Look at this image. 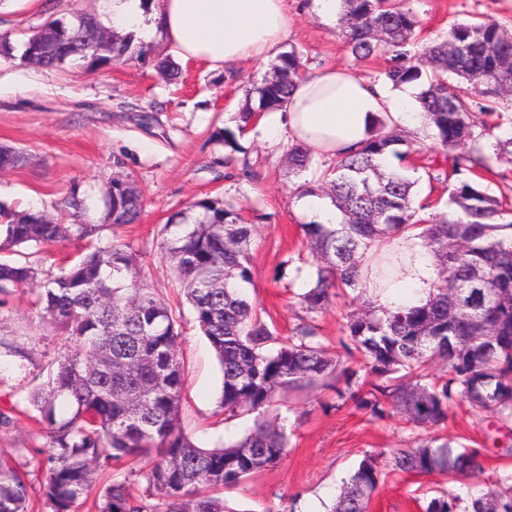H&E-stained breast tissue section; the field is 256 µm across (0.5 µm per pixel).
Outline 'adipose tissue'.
Masks as SVG:
<instances>
[{"label": "adipose tissue", "mask_w": 512, "mask_h": 512, "mask_svg": "<svg viewBox=\"0 0 512 512\" xmlns=\"http://www.w3.org/2000/svg\"><path fill=\"white\" fill-rule=\"evenodd\" d=\"M114 28L136 33L145 43L164 31L182 61L222 69L244 60L273 59L288 36L293 18L288 0H102ZM411 85L389 92L352 69L332 66L298 80L283 107L264 115L269 138L288 134L314 154L333 156L365 141L378 113L393 123L421 130L425 119ZM401 262L395 283H369L377 305L396 308L424 303L434 279L432 263L416 240L392 239Z\"/></svg>", "instance_id": "ef3b65f1"}]
</instances>
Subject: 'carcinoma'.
I'll list each match as a JSON object with an SVG mask.
<instances>
[{"instance_id":"1","label":"carcinoma","mask_w":512,"mask_h":512,"mask_svg":"<svg viewBox=\"0 0 512 512\" xmlns=\"http://www.w3.org/2000/svg\"><path fill=\"white\" fill-rule=\"evenodd\" d=\"M338 36L357 59L387 56L382 72L394 88L420 87L425 112L448 167L429 161L428 180L448 182V211L430 219L413 206L412 181L381 157L398 160L413 142L375 118L370 137L355 150L321 162L297 186L299 196L329 199L337 224L301 225L310 281L299 301L318 312L346 300L347 288L363 287V275L391 277L396 258L372 251L380 241L402 234L419 240L431 257L436 280L422 306L394 310L373 305L346 313L336 349L325 345L319 327L300 323L280 336L262 319L243 291L252 283L248 253L253 227L233 206L201 198L170 216L162 233L174 276L183 287L192 322L206 337L222 371L220 407L224 419L258 413L254 426L222 446H198L179 423L186 381L180 356V306L145 284L129 243L114 239L89 247L58 275L42 273L23 253L0 258V295L33 287L37 303L63 330L67 345L52 363L30 403L44 426L47 446L33 450L24 465L41 475L39 489L17 466L0 458V512H28L39 492L46 512H228L224 491L237 489L277 465L288 452L290 434L263 417L297 390L344 382L337 389L373 419L398 415L426 431L448 422L450 407L467 402L477 412L512 423V208L480 182L501 160L497 140L489 151L474 135L475 107L487 112L512 105V80L488 75L512 60V36L496 19L482 16L450 26L457 41L410 49L419 20L400 0H342ZM105 30L94 16L74 21L49 15L22 43L21 55L8 34L0 35V59L56 67L74 54L99 70L112 62L142 60L151 49L130 36L108 38L88 54L86 43ZM274 76L252 84L238 112L245 132L258 112L279 109L304 77L295 49L281 52ZM459 78L448 84V75ZM288 163L300 175L313 164L300 143L288 149ZM126 193L106 192L103 224H40L41 210L17 213L0 204V253L15 247L41 248L84 240L105 227L135 223L143 202L134 181ZM360 369L348 365L354 353ZM481 452L446 437L416 439L411 448L372 449L343 482L331 512H368L380 483L391 473H483ZM147 460L97 483L102 468ZM498 482L470 494L433 497L425 512H512V489Z\"/></svg>"}]
</instances>
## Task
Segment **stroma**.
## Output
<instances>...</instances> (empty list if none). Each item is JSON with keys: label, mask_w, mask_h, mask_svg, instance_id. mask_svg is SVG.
<instances>
[{"label": "stroma", "mask_w": 512, "mask_h": 512, "mask_svg": "<svg viewBox=\"0 0 512 512\" xmlns=\"http://www.w3.org/2000/svg\"><path fill=\"white\" fill-rule=\"evenodd\" d=\"M418 16L417 46L445 40L450 24L479 16L496 18L512 31V0H405ZM295 21L284 42L303 57L306 74L331 65H348L372 79L387 65L384 55L354 59L338 36L337 21L322 22L311 0H288ZM99 14L100 0H50L37 8L18 4L0 12V34L21 42L25 33L49 14L70 10ZM177 82H164L154 59L133 60L108 69H88L74 56L52 70L21 60L0 61V145L23 151L27 160L0 169V203L22 211L46 209L62 224H98L104 213L103 193L113 177L135 180L144 211L139 223L105 230L102 240L129 243L144 281L170 299L183 290L161 260V230L168 218L197 199L217 198L234 205L245 222L254 224L249 255L253 283L246 293L270 326L288 335L305 310L295 300L309 277L289 265L301 246L307 215L298 208L299 176L285 157L290 139L272 140L258 126L236 133L235 117L251 82L270 71L264 62H244L210 70L180 63ZM236 134L235 146L224 143L225 131ZM421 155L408 159L413 198L428 212L445 210L448 185L428 182ZM73 195L85 198V209L66 207ZM181 350L187 378L180 411L183 431L199 445L214 446L243 435L252 417L224 419L219 412L222 374L207 340L184 323ZM24 348L25 358L11 355L9 345ZM66 344L65 336L35 304L30 289L6 295L0 305V453L22 457L45 446L47 438L25 408L32 391L45 379ZM333 391L303 390L289 394L279 408L292 432L287 456L243 487L226 493L232 512H326L342 481L371 448L413 445L423 429L399 419L375 420L353 404L336 407ZM448 436L480 449L486 476L512 485V424L492 414H475L468 404L449 410ZM468 481L446 473L423 476L391 474L369 503L368 512H424L439 493L466 494Z\"/></svg>", "instance_id": "stroma-1"}]
</instances>
